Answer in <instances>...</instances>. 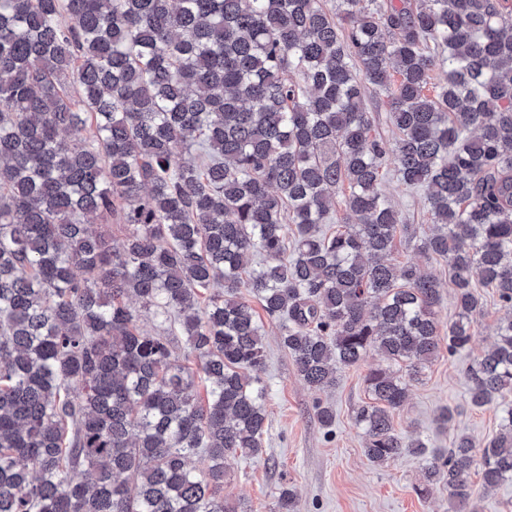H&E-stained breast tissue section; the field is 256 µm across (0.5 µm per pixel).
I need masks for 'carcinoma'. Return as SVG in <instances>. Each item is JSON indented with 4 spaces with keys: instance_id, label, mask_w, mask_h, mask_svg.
<instances>
[{
    "instance_id": "1",
    "label": "carcinoma",
    "mask_w": 512,
    "mask_h": 512,
    "mask_svg": "<svg viewBox=\"0 0 512 512\" xmlns=\"http://www.w3.org/2000/svg\"><path fill=\"white\" fill-rule=\"evenodd\" d=\"M501 2L0 0V512H235L224 459L258 455L266 422L253 300L314 390L383 355L355 415L371 463L426 457L420 493L448 487L450 512H478L475 471L512 482V408L482 449L459 432L430 452L392 419L470 345L480 288L505 316L468 403L512 391ZM390 164L426 190L444 334L439 279L392 262L409 225L380 189ZM340 205L352 223L324 229ZM274 512H296L292 488ZM365 99L364 104L369 112L373 113L375 118V132L377 136L383 139L392 140L394 137L393 127L389 121V112L385 103L384 95L373 85L365 81Z\"/></svg>"
}]
</instances>
